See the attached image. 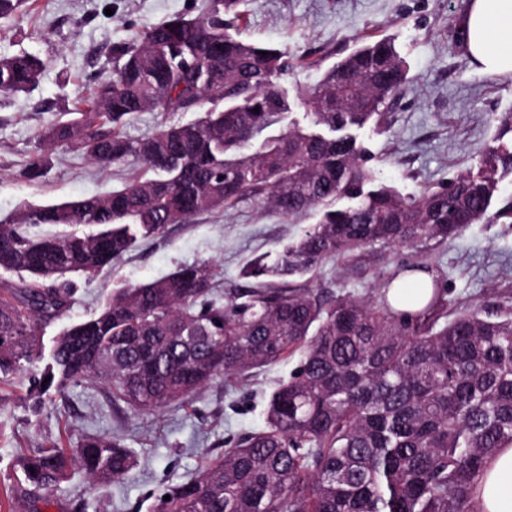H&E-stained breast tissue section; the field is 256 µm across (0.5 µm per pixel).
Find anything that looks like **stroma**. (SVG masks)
Segmentation results:
<instances>
[{"label": "stroma", "instance_id": "obj_1", "mask_svg": "<svg viewBox=\"0 0 512 512\" xmlns=\"http://www.w3.org/2000/svg\"><path fill=\"white\" fill-rule=\"evenodd\" d=\"M469 0H247L242 39L285 51L286 88L313 86L336 61L366 41L389 38L408 65L405 92L385 129H358L376 156L379 178L405 196L443 187L478 162L492 143L496 119L512 112V75L481 71L464 49L459 20ZM203 0H26L0 18V56L32 54L44 62L28 93L0 98V220L21 204L44 205L102 195L120 188L129 168L90 164L66 145L48 155L37 180L25 165L43 147L46 129L91 95L92 76L112 69V48L180 14L198 17ZM301 230L245 199L225 213H208L169 227L165 238L144 243L97 275L79 279L69 319L96 314L120 285L148 282L182 264L212 261L224 293L244 287L241 271L254 256L281 249ZM431 263L446 275L451 297L476 307L512 308V224L478 223L436 246ZM315 290L346 288L375 294L373 279L346 278L340 264L310 274ZM296 360L256 370L249 379L217 382L191 405L142 411L112 405L95 381L44 395L33 406L26 373L0 379V512H153L158 497L195 475L207 458L242 435L263 428L272 391ZM121 437L136 466L108 486H90L75 474L35 496L16 465L19 452L62 440L77 447L88 434Z\"/></svg>", "mask_w": 512, "mask_h": 512}]
</instances>
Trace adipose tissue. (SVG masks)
<instances>
[{"label":"adipose tissue","mask_w":512,"mask_h":512,"mask_svg":"<svg viewBox=\"0 0 512 512\" xmlns=\"http://www.w3.org/2000/svg\"><path fill=\"white\" fill-rule=\"evenodd\" d=\"M461 31L480 70L512 75V0H471ZM473 495L482 512H512V447L488 459Z\"/></svg>","instance_id":"ef3b65f1"}]
</instances>
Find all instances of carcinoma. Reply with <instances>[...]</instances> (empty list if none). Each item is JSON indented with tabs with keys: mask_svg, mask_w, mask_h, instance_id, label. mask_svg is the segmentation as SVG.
Here are the masks:
<instances>
[{
	"mask_svg": "<svg viewBox=\"0 0 512 512\" xmlns=\"http://www.w3.org/2000/svg\"><path fill=\"white\" fill-rule=\"evenodd\" d=\"M243 4L206 0L204 17L176 15L115 46L112 72L95 79L85 107L47 129L28 180L42 176L45 152L58 145L95 165L136 169L105 195L24 203L0 222V268L23 274L19 285L0 283V375L41 362L40 336L74 305L71 276L99 272L170 225L248 197L290 221L313 215L282 250L247 265L243 277L255 285L223 300L210 261L116 288L95 316L62 328L50 361L28 377V397L95 378L113 403L154 411L297 354L267 401L265 428L169 487L155 512H480L472 489L484 463L512 446V310L448 311L428 254L471 224H512V197L498 199L512 175V113L497 118L493 145L448 187L402 195L377 179L352 133L385 126L386 105L406 86L404 59L382 38L295 90L311 107L309 127L289 126L255 148L292 97L281 86L287 54L232 33ZM42 69L34 55L0 56V95L30 91ZM196 110L197 120L162 122L142 139L124 132L143 112ZM38 225L64 230L37 236ZM404 246L420 261L398 266L374 298L304 284L329 261L364 279L376 248ZM417 271L431 282L414 292L401 284L400 299H429L399 313L387 290ZM135 465L123 441L105 434L18 458L35 492L78 471L110 485Z\"/></svg>",
	"mask_w": 512,
	"mask_h": 512,
	"instance_id": "cac0c4a2",
	"label": "carcinoma"
}]
</instances>
